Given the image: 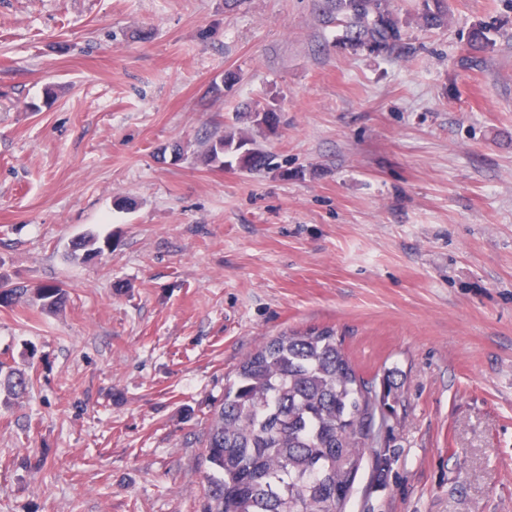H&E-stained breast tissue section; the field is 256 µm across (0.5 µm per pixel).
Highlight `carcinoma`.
<instances>
[{
	"mask_svg": "<svg viewBox=\"0 0 512 512\" xmlns=\"http://www.w3.org/2000/svg\"><path fill=\"white\" fill-rule=\"evenodd\" d=\"M426 27L446 16L441 0H424ZM343 15L346 41L355 49L391 53L402 41V25L389 0H335ZM253 123L272 129V110H254ZM195 159L206 166L236 165L246 171L275 166V155L260 148L247 132L214 130L200 143ZM104 252L92 234L76 243L73 257L90 262ZM9 298L47 313L60 311L66 292L59 285L28 287L0 274V290ZM31 379L0 366V391L11 399ZM391 388L364 378L351 362L332 327L290 330L270 339L244 359L228 380L224 400L215 406L206 428L202 462L207 465L202 512H347L336 492L348 484L366 460L371 480L386 483L395 449L369 439L379 418L395 412Z\"/></svg>",
	"mask_w": 512,
	"mask_h": 512,
	"instance_id": "carcinoma-1",
	"label": "carcinoma"
}]
</instances>
